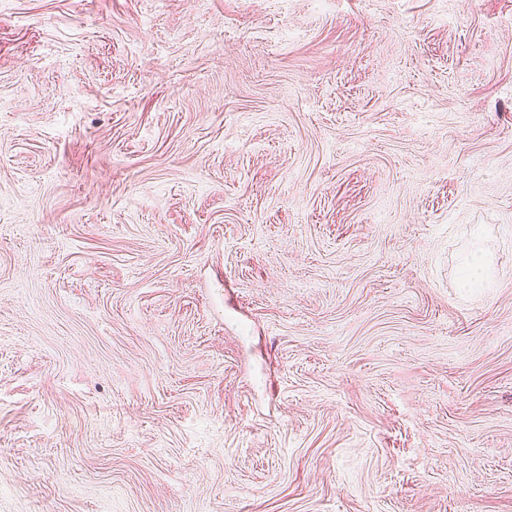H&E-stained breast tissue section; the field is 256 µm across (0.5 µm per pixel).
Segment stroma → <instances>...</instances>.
Wrapping results in <instances>:
<instances>
[{"label": "stroma", "mask_w": 512, "mask_h": 512, "mask_svg": "<svg viewBox=\"0 0 512 512\" xmlns=\"http://www.w3.org/2000/svg\"><path fill=\"white\" fill-rule=\"evenodd\" d=\"M0 512H512V0H0Z\"/></svg>", "instance_id": "35a3bbf8"}]
</instances>
